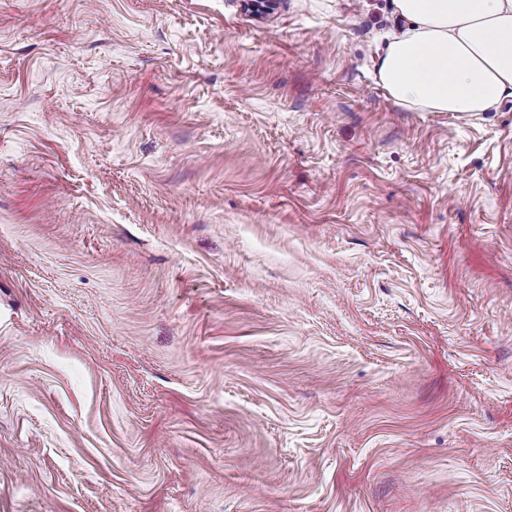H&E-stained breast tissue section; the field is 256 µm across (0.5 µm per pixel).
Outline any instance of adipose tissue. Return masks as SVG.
<instances>
[{"label": "adipose tissue", "mask_w": 512, "mask_h": 512, "mask_svg": "<svg viewBox=\"0 0 512 512\" xmlns=\"http://www.w3.org/2000/svg\"><path fill=\"white\" fill-rule=\"evenodd\" d=\"M404 21L374 62L395 106L471 113L512 97V0H393Z\"/></svg>", "instance_id": "obj_1"}]
</instances>
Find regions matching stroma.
Masks as SVG:
<instances>
[{"label":"stroma","instance_id":"stroma-1","mask_svg":"<svg viewBox=\"0 0 512 512\" xmlns=\"http://www.w3.org/2000/svg\"><path fill=\"white\" fill-rule=\"evenodd\" d=\"M398 22L0 0V512H512V98Z\"/></svg>","mask_w":512,"mask_h":512}]
</instances>
